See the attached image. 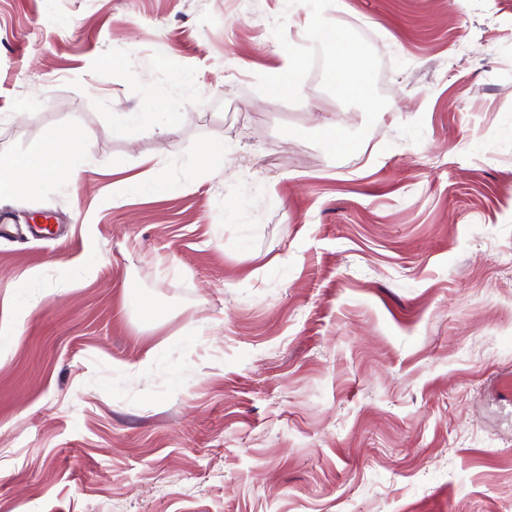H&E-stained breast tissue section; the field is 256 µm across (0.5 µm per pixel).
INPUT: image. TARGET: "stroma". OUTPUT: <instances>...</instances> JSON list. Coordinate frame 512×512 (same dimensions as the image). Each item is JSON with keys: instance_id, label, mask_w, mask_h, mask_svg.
<instances>
[{"instance_id": "35a3bbf8", "label": "stroma", "mask_w": 512, "mask_h": 512, "mask_svg": "<svg viewBox=\"0 0 512 512\" xmlns=\"http://www.w3.org/2000/svg\"><path fill=\"white\" fill-rule=\"evenodd\" d=\"M342 2L372 111L299 4L0 0V154L89 160L0 209L68 226L0 239V512H512V0ZM298 61L293 55H284L282 64L270 72L267 86L269 91L278 96H288L295 89V73ZM125 124L137 126L148 121H157L160 132H172L178 127L181 115L178 112H130L123 116ZM322 138L335 152L345 150L348 140L343 135V126L336 119H325L318 126ZM224 165V144L220 141L202 143L186 162L190 169L201 170Z\"/></svg>"}]
</instances>
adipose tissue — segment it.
<instances>
[{
    "label": "adipose tissue",
    "instance_id": "adipose-tissue-1",
    "mask_svg": "<svg viewBox=\"0 0 512 512\" xmlns=\"http://www.w3.org/2000/svg\"><path fill=\"white\" fill-rule=\"evenodd\" d=\"M316 26L311 35L314 45L333 56L326 73L327 82L337 96L363 102L371 98L367 72L358 46L327 22L326 12L336 0H302ZM86 157L82 137L72 131L57 129L44 140L35 154L0 155V205L7 204L25 189L45 180L77 183L85 170Z\"/></svg>",
    "mask_w": 512,
    "mask_h": 512
}]
</instances>
